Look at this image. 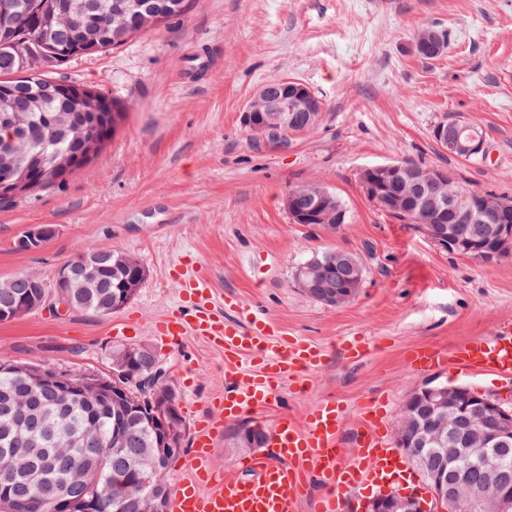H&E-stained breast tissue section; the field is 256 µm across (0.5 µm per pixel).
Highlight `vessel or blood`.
<instances>
[{"label": "vessel or blood", "mask_w": 512, "mask_h": 512, "mask_svg": "<svg viewBox=\"0 0 512 512\" xmlns=\"http://www.w3.org/2000/svg\"><path fill=\"white\" fill-rule=\"evenodd\" d=\"M225 307L229 314L224 318L199 314L188 325L176 315L157 328L167 341L190 331L205 336L232 358L250 350L254 367L252 374L225 388L216 416L198 425L191 458L195 474L176 489L172 512H299L302 497L314 486L319 489L315 512H344L339 489L385 486L398 460L381 429L382 410L372 402L361 411L362 431L350 456L341 454L342 408L336 401L321 400L310 409L304 427L278 422L268 448L246 462L250 479L228 481L212 471L213 441L225 421L267 407L283 382L300 381L324 361L321 348L298 338H279L277 324L252 306L229 297ZM452 357L466 368L512 379V334L472 339Z\"/></svg>", "instance_id": "1"}]
</instances>
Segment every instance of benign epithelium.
Masks as SVG:
<instances>
[{
  "mask_svg": "<svg viewBox=\"0 0 512 512\" xmlns=\"http://www.w3.org/2000/svg\"><path fill=\"white\" fill-rule=\"evenodd\" d=\"M20 15L15 0H0V25L13 27ZM71 44H92V35L78 25L67 29ZM288 87V98L269 102L263 89L253 94L243 112L244 126L257 137H270L277 130H286L304 117V128H312L318 121L321 100L303 82L283 79ZM23 126L11 128L0 143V186L17 191L27 182L24 165L13 146ZM435 141L463 156H486L485 140L475 135L448 137V118L438 121L432 130ZM407 168L400 163H385L364 168L360 173L363 194L375 205L389 213L408 216L410 210L400 211V205L388 198V188ZM414 177L433 189L448 183L449 173L434 167L415 170ZM318 200L310 210H301L295 204V195L286 197V207L296 224H324V228L337 232L344 226L345 210L333 205L331 194L321 188ZM465 214L494 225L487 239H459L448 233V211L457 210L444 197H432L430 223L418 224L416 229L435 247L445 251H458L475 261H490L495 257L512 254V221L485 207L486 196L473 191L465 197ZM54 235L47 224L32 225L19 236L21 247L43 246ZM318 279L327 281L338 271L330 260H317L309 268ZM98 261L93 255L82 254L81 259L62 266L51 285V295L68 307V291L89 288L95 284ZM303 292L330 307L340 306L352 299L362 286V279L347 281L341 288H306ZM155 373L135 380L137 388L151 394L149 406L160 447L168 454L184 451L185 426L180 411L179 394L171 381L169 362L158 353L152 354ZM66 395L86 393L87 383L71 370L64 371ZM30 391L38 392L57 375L39 368L30 373ZM268 432L259 423H245L235 434L239 448H256L266 443ZM512 439V410L504 408L495 399L481 395L466 385H448L435 380L424 382L408 395L401 406L394 444L421 477L426 492L385 491L366 500L360 512H512V474L491 457L488 450L506 444Z\"/></svg>",
  "mask_w": 512,
  "mask_h": 512,
  "instance_id": "obj_1",
  "label": "benign epithelium"
}]
</instances>
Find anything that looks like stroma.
<instances>
[{
  "label": "stroma",
  "mask_w": 512,
  "mask_h": 512,
  "mask_svg": "<svg viewBox=\"0 0 512 512\" xmlns=\"http://www.w3.org/2000/svg\"><path fill=\"white\" fill-rule=\"evenodd\" d=\"M445 34L433 60L414 50L418 30ZM69 81L129 100L120 131L64 183L0 203V280L26 272L52 282L92 246L135 255L145 277L134 299L108 316L42 309L0 321V359L62 369L110 368L113 346L147 343L172 366L187 436L214 412L248 356L225 361L206 337L163 342L156 323L197 305L189 281L210 282L208 314L233 295L275 321L282 337L323 348V366L294 392L251 418L266 429L304 426L312 404L335 399L351 439L367 401L383 402L387 431L418 385L462 384L512 408V382L454 363L424 369L414 350L450 353L465 341L512 330V255L490 263L433 246L413 225L383 214L363 194L367 166L410 161L455 173L461 186L512 197V0H190L185 15L120 47L71 59ZM306 83L323 101L315 129L271 141L241 114L255 90L281 78ZM450 116L478 127L485 158L465 161L434 140ZM317 184L349 219L335 233L293 223L288 191ZM56 233L35 251L17 237L30 225ZM363 265L359 293L328 307L295 282L299 266L329 250ZM128 321L135 331L114 334ZM362 337L368 357L348 362L343 339ZM239 420L224 423L210 463L225 478L248 473L234 453Z\"/></svg>",
  "instance_id": "stroma-1"
}]
</instances>
